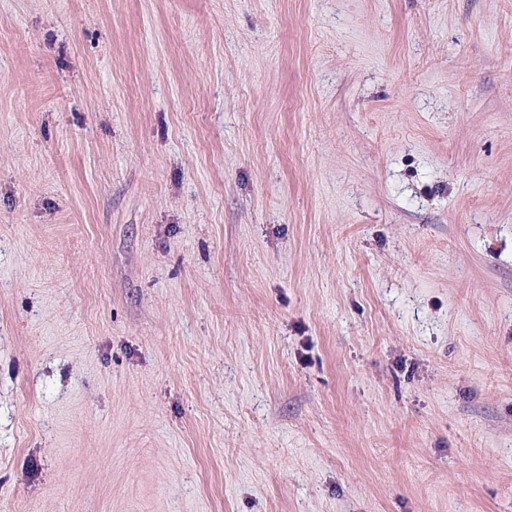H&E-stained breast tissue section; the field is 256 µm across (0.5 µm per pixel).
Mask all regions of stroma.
<instances>
[{"label":"stroma","instance_id":"1","mask_svg":"<svg viewBox=\"0 0 512 512\" xmlns=\"http://www.w3.org/2000/svg\"><path fill=\"white\" fill-rule=\"evenodd\" d=\"M0 512H512V0H0Z\"/></svg>","mask_w":512,"mask_h":512}]
</instances>
